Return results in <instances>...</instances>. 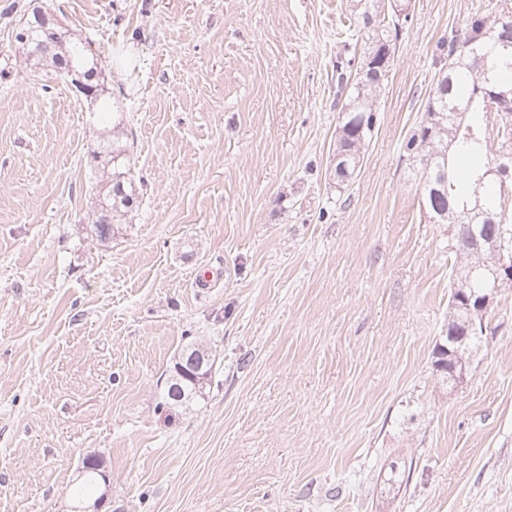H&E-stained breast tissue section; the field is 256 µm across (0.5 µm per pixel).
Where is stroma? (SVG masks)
I'll use <instances>...</instances> for the list:
<instances>
[{"mask_svg":"<svg viewBox=\"0 0 512 512\" xmlns=\"http://www.w3.org/2000/svg\"><path fill=\"white\" fill-rule=\"evenodd\" d=\"M105 60L134 203L91 232L96 108L0 24V512H512V287L450 385L448 225L402 143L437 41L512 0H411L349 186L328 177L336 62L362 0H18ZM210 388L166 400L178 351ZM411 465L407 483L386 478ZM100 474L108 481L109 476L105 472H100ZM99 472H96L95 470H89L85 473V475L81 479H74L73 480V486L71 489V498L74 501H83L86 499H100L104 498L105 491L99 494L98 496L94 497L93 492L94 490L100 488L102 485L105 486L106 489V482L102 479Z\"/></svg>","mask_w":512,"mask_h":512,"instance_id":"35a3bbf8","label":"stroma"}]
</instances>
